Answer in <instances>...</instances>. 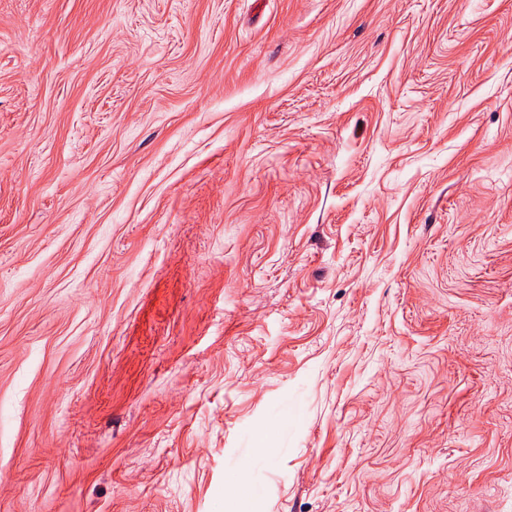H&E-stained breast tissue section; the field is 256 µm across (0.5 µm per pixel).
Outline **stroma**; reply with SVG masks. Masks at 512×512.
Masks as SVG:
<instances>
[{"instance_id": "stroma-1", "label": "stroma", "mask_w": 512, "mask_h": 512, "mask_svg": "<svg viewBox=\"0 0 512 512\" xmlns=\"http://www.w3.org/2000/svg\"><path fill=\"white\" fill-rule=\"evenodd\" d=\"M0 512H512V0H0Z\"/></svg>"}]
</instances>
